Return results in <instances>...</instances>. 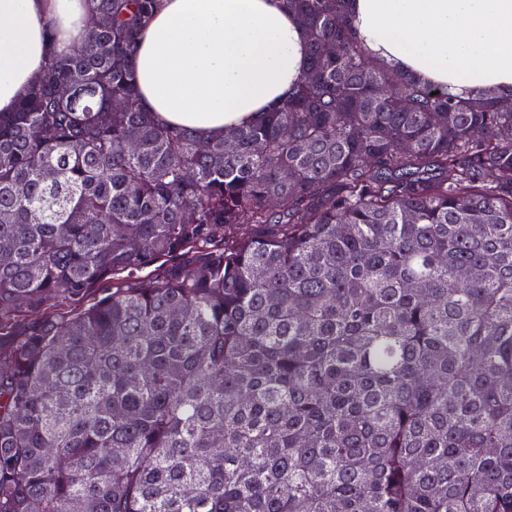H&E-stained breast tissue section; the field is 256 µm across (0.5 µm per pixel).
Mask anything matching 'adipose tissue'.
Returning <instances> with one entry per match:
<instances>
[{"label":"adipose tissue","instance_id":"ef3b65f1","mask_svg":"<svg viewBox=\"0 0 512 512\" xmlns=\"http://www.w3.org/2000/svg\"><path fill=\"white\" fill-rule=\"evenodd\" d=\"M376 60L463 96L512 91V0H351ZM91 0H0V112L84 42ZM145 109L203 139L249 124L290 93L307 40L281 0H161L135 50Z\"/></svg>","mask_w":512,"mask_h":512}]
</instances>
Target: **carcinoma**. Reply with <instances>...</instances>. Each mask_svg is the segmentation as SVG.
Returning <instances> with one entry per match:
<instances>
[{
    "label": "carcinoma",
    "instance_id": "1",
    "mask_svg": "<svg viewBox=\"0 0 512 512\" xmlns=\"http://www.w3.org/2000/svg\"><path fill=\"white\" fill-rule=\"evenodd\" d=\"M92 2L0 113V512H512V95L283 0L309 68L203 141Z\"/></svg>",
    "mask_w": 512,
    "mask_h": 512
}]
</instances>
